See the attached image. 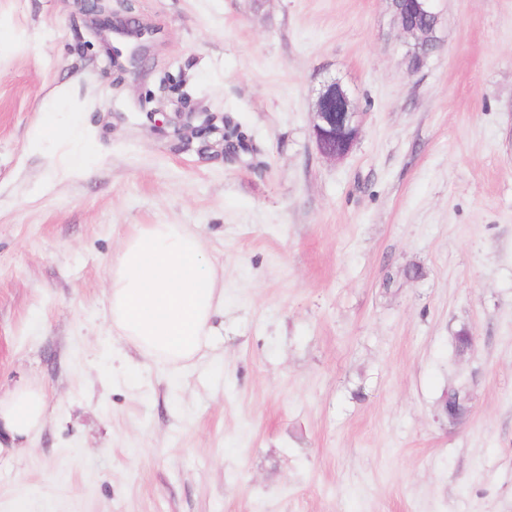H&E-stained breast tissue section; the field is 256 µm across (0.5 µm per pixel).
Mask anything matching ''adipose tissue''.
<instances>
[{"label": "adipose tissue", "mask_w": 512, "mask_h": 512, "mask_svg": "<svg viewBox=\"0 0 512 512\" xmlns=\"http://www.w3.org/2000/svg\"><path fill=\"white\" fill-rule=\"evenodd\" d=\"M49 129L77 145L62 157V165L86 173L94 152L81 142L78 117ZM107 294L114 335L177 370L210 344L224 284L186 225L141 224L124 238L112 262ZM45 417L42 386L20 385L0 397V434L11 442L28 440Z\"/></svg>", "instance_id": "adipose-tissue-1"}]
</instances>
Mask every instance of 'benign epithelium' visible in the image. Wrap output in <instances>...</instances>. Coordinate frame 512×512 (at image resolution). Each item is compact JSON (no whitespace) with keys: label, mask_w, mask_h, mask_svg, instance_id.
<instances>
[{"label":"benign epithelium","mask_w":512,"mask_h":512,"mask_svg":"<svg viewBox=\"0 0 512 512\" xmlns=\"http://www.w3.org/2000/svg\"><path fill=\"white\" fill-rule=\"evenodd\" d=\"M99 30H108L132 42L120 62L121 73L138 76L143 70L147 52L144 38L154 34V28L130 19L112 25L111 13H99L90 4L100 0H76ZM436 0H390V7L399 28L410 37L408 54L421 53L428 57L433 38L440 24ZM174 133L191 132L204 135L218 132L210 112H175L168 117ZM361 132V113L355 110L349 91L335 78L323 80L316 89L312 134L317 152L325 159L340 161L349 155Z\"/></svg>","instance_id":"obj_1"}]
</instances>
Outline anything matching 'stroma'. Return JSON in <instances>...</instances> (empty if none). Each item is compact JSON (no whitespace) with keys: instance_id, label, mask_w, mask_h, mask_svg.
Masks as SVG:
<instances>
[{"instance_id":"35a3bbf8","label":"stroma","mask_w":512,"mask_h":512,"mask_svg":"<svg viewBox=\"0 0 512 512\" xmlns=\"http://www.w3.org/2000/svg\"><path fill=\"white\" fill-rule=\"evenodd\" d=\"M112 9L157 30L119 86L75 0H0V396L31 381L47 402L0 453V512H512V0H436L416 73L389 0ZM327 78L361 114L339 162L311 135ZM185 92L262 165L152 119ZM54 99L78 108L88 175L52 164ZM139 224L187 225L224 273L176 381L110 326ZM442 413L447 416H453L458 412H466L468 407V399L466 398L465 387L462 384L448 388V392L444 395L441 403Z\"/></svg>"}]
</instances>
